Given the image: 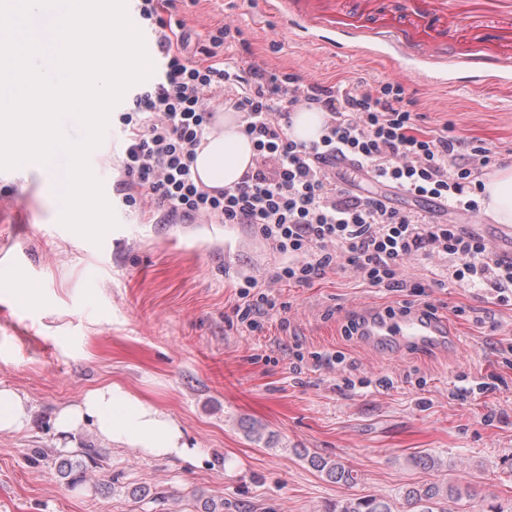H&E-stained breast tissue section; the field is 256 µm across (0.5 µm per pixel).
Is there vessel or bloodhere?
<instances>
[{
    "label": "vessel or blood",
    "instance_id": "b4317fda",
    "mask_svg": "<svg viewBox=\"0 0 512 512\" xmlns=\"http://www.w3.org/2000/svg\"><path fill=\"white\" fill-rule=\"evenodd\" d=\"M357 336L368 347L381 344L433 346L453 341L444 319L419 311L394 316L363 313L359 318Z\"/></svg>",
    "mask_w": 512,
    "mask_h": 512
}]
</instances>
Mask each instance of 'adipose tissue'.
<instances>
[{
	"mask_svg": "<svg viewBox=\"0 0 512 512\" xmlns=\"http://www.w3.org/2000/svg\"><path fill=\"white\" fill-rule=\"evenodd\" d=\"M217 126L200 146L194 170L205 185L221 188L240 181L252 162L254 148L241 130L237 113L218 114ZM483 183L486 215L497 223L512 224V166L493 170ZM86 422L100 438L133 446L147 457L191 455L180 424L168 412L117 382L87 391L80 403L62 407L55 417L61 433Z\"/></svg>",
	"mask_w": 512,
	"mask_h": 512,
	"instance_id": "obj_1",
	"label": "adipose tissue"
}]
</instances>
